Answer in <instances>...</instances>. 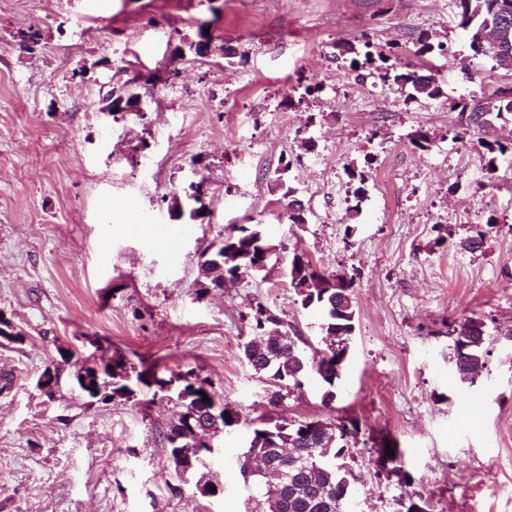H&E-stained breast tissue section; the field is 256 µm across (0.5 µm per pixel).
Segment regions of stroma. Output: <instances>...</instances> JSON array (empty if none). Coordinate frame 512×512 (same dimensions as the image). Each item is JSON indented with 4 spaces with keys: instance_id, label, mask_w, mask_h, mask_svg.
<instances>
[{
    "instance_id": "stroma-1",
    "label": "stroma",
    "mask_w": 512,
    "mask_h": 512,
    "mask_svg": "<svg viewBox=\"0 0 512 512\" xmlns=\"http://www.w3.org/2000/svg\"><path fill=\"white\" fill-rule=\"evenodd\" d=\"M0 0V311L23 343L0 339V512H258L256 480L234 460L260 420L359 426L344 460L351 512H398L402 494L431 512H512V153L488 172L484 142H512V118L469 134L456 102L512 83L472 59L454 0ZM209 24L218 52L184 53ZM39 44L20 51L21 34ZM426 34L442 97L405 101L351 71L343 50H381ZM234 49L226 61L221 48ZM147 118L105 116L104 82L137 74ZM325 89L287 102L299 83ZM426 131L429 148L410 136ZM311 148H304V141ZM310 215L281 218L270 191L282 160ZM208 181L201 224L169 217L183 172ZM367 177L358 209L328 195L349 170ZM235 224H258L276 251L266 269L198 296L199 255ZM487 230L471 253L462 238ZM353 275L355 330L337 397L318 377L272 406L242 345L256 305L323 348L318 313L288 285L294 252ZM483 318L492 338L476 383L455 369L452 323ZM137 354L158 374L195 371L241 414L211 439L204 465L176 473L160 433L179 407L141 387L97 404L63 367L53 397L34 386L60 352ZM397 443L411 486L381 478L375 440ZM217 485L201 496L198 480Z\"/></svg>"
}]
</instances>
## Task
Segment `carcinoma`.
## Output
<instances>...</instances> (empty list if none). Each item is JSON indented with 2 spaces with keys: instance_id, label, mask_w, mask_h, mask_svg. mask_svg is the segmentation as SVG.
<instances>
[{
  "instance_id": "obj_1",
  "label": "carcinoma",
  "mask_w": 512,
  "mask_h": 512,
  "mask_svg": "<svg viewBox=\"0 0 512 512\" xmlns=\"http://www.w3.org/2000/svg\"><path fill=\"white\" fill-rule=\"evenodd\" d=\"M458 9V27L467 31L469 47L473 58L483 55L475 40V31L484 24H495L497 14L495 5L498 0H455ZM414 56L424 58L426 62L418 65L428 68L427 62L436 57L448 55V46L443 41L432 42L430 37L419 35L412 41ZM367 51L363 60L351 59L350 68L354 72L366 71L384 85H397L409 89L408 98L437 99L442 95L438 80L427 83L420 82V73L416 65L407 62L390 63V58L383 55L373 57L368 51L370 44H364ZM138 97L133 86L103 97L107 106L123 112ZM460 114L463 131L468 133L480 130L491 124L490 116L499 119L506 114L512 116V104L492 101V108L478 102H460ZM366 178L363 173H350V181L346 190L347 196L356 202L364 199ZM168 212L174 220H183L185 224H193L196 216L187 206L185 197L172 196ZM272 244L266 239L262 230L252 224L234 226L232 233L208 246V250L200 255L201 283L205 287L197 289L201 296L208 294L206 286L219 283L227 276L239 278L242 274L254 271L253 263L257 255L271 249ZM288 279L294 289L297 303L303 309L314 308L321 312V330L324 334L326 348L314 351L313 357H307L299 349L298 343L303 341L300 331L284 333V345L265 343L262 330L251 329L250 339L244 344V357L248 366L257 374L269 378L272 386L277 388L270 397V403L278 404L283 399L282 391H291L301 387V381L311 369L313 363H319V375L323 385L322 403L331 405L336 399V382L341 373L336 371V353L347 350V341L354 330L355 288L354 278L345 273L326 274L317 269L310 256L304 252L294 253L288 263ZM485 325L479 317L466 319L459 325L457 336L461 337L459 359L466 363L471 371L485 369V341L478 326ZM80 370L92 377V382L99 389L105 390L114 397H130L136 394L139 385L149 387L153 384L163 389L175 388L180 403H193L191 397L205 393L209 408L216 415L210 424L213 433L223 432L239 424V412L228 404L216 400L212 385L205 379L188 371L184 374H171L169 378L157 377V366L148 365L136 375L135 368L128 367L125 356L112 362L85 359ZM230 418H225V414ZM309 420H289L281 417L277 420L263 422L253 429L248 442L247 452L264 454L269 448H288L295 456L307 458L306 466L297 471L295 493L283 498L275 486L264 485L260 505L261 512H345L343 494L349 488L348 470L336 463L338 456L348 450L342 444L340 431L328 426L318 428L314 435V443H304L303 425ZM197 419L190 415H182L177 422L170 423L160 432L165 447L176 469L186 473L201 464L196 453L198 448L208 447L209 440L197 438L193 426Z\"/></svg>"
}]
</instances>
